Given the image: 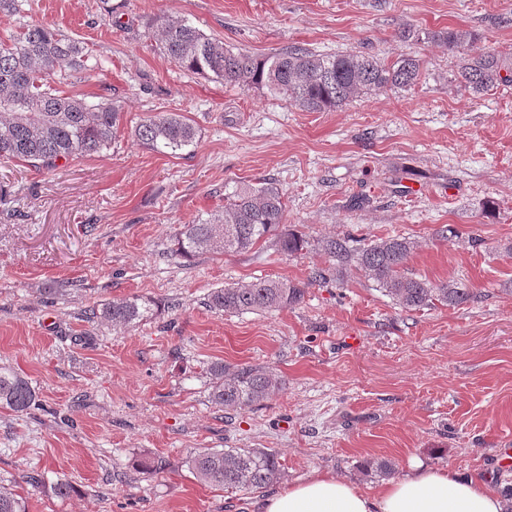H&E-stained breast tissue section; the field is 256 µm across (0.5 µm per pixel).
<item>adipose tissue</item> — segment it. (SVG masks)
<instances>
[{"instance_id":"ef3b65f1","label":"adipose tissue","mask_w":512,"mask_h":512,"mask_svg":"<svg viewBox=\"0 0 512 512\" xmlns=\"http://www.w3.org/2000/svg\"><path fill=\"white\" fill-rule=\"evenodd\" d=\"M257 512H503L490 484L454 467L418 469L375 491L325 473L261 498Z\"/></svg>"}]
</instances>
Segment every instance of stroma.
<instances>
[{
    "instance_id": "35a3bbf8",
    "label": "stroma",
    "mask_w": 512,
    "mask_h": 512,
    "mask_svg": "<svg viewBox=\"0 0 512 512\" xmlns=\"http://www.w3.org/2000/svg\"><path fill=\"white\" fill-rule=\"evenodd\" d=\"M26 21L81 39L98 66L66 93L123 107L108 150L46 173L0 164V366L35 386L40 407L0 408V482L28 512H255L260 491L200 483L181 468L199 448H265L279 487L329 472L372 490L397 473L454 466L512 486V85L476 93L458 70L486 52L512 64V0H30ZM185 20L233 51L289 46L423 63L409 90L333 112H305L267 88L229 87L163 56L145 20ZM466 29V53L423 32ZM413 38H405V31ZM178 112L200 132L179 154L140 145L147 116ZM277 183L283 229L309 240L288 256L276 237L185 260L177 225L223 211L242 184ZM449 237H442V230ZM352 235L415 241L408 267L472 297L406 312L372 281L309 284L328 264L318 242ZM481 247H472L471 236ZM282 277L304 301L268 314H217L208 293ZM154 298L124 330L90 306ZM264 365L282 387L262 405L211 402L208 364ZM167 461L156 472L154 461ZM40 476L32 487L30 476ZM73 497L57 499V479Z\"/></svg>"
}]
</instances>
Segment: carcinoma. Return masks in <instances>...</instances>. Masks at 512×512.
<instances>
[{
    "label": "carcinoma",
    "mask_w": 512,
    "mask_h": 512,
    "mask_svg": "<svg viewBox=\"0 0 512 512\" xmlns=\"http://www.w3.org/2000/svg\"><path fill=\"white\" fill-rule=\"evenodd\" d=\"M158 49L179 67L213 75L224 83L265 86L306 112H333L362 95L416 84L420 60L407 56L387 62L369 53L346 51L321 54L291 46L259 59L235 53L224 41L208 36L185 21L151 17L147 24ZM427 38L460 51L475 39L467 31H438ZM85 42L43 25L23 23L0 38V160L23 162L50 172L57 162L76 154L111 148L121 129L118 101L102 95L88 102L60 90L64 67L90 69ZM461 82L475 92L512 83V66L493 53L462 67ZM137 140L157 152H176L198 144V129L184 116L170 112L143 120L134 130ZM286 203L277 183L265 180L245 185L227 198L224 213L202 224H181L176 230L178 253L191 258L204 252L234 253L266 240L282 223ZM280 250L294 255L308 247L297 233L279 238ZM321 251L336 263V282L353 266L376 284L394 305L407 311L436 304L457 306L470 300L467 289L450 279L438 285L408 272L406 263L415 242L400 236L365 242L349 237L319 242ZM306 288L282 278L258 279L213 289L210 310L224 313H266L300 304ZM155 303L138 295L92 306L89 319L127 328L153 316ZM210 397L229 409L257 406L280 388L282 380L270 367L210 364ZM37 404L30 382L8 367H0V407L24 413ZM200 482L225 489H265L282 475L278 455L264 448H207L185 461ZM0 512H26V501L0 485Z\"/></svg>",
    "instance_id": "cac0c4a2"
}]
</instances>
